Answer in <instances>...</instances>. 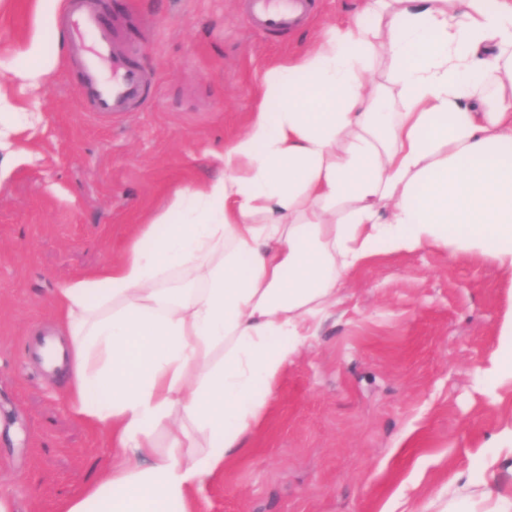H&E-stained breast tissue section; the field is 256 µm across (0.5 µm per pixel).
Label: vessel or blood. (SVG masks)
Instances as JSON below:
<instances>
[{"label":"vessel or blood","mask_w":512,"mask_h":512,"mask_svg":"<svg viewBox=\"0 0 512 512\" xmlns=\"http://www.w3.org/2000/svg\"><path fill=\"white\" fill-rule=\"evenodd\" d=\"M251 28L268 34L287 32L312 13L314 0H246ZM62 32L68 56L83 74L82 99L93 112L116 114L142 108L153 97L154 80L132 56L116 52L113 28L99 0H69Z\"/></svg>","instance_id":"vessel-or-blood-1"}]
</instances>
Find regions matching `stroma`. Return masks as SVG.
<instances>
[{"mask_svg": "<svg viewBox=\"0 0 512 512\" xmlns=\"http://www.w3.org/2000/svg\"><path fill=\"white\" fill-rule=\"evenodd\" d=\"M110 23L145 27L118 51L155 81L144 109L89 112L64 61V0H0V88L29 114L0 150V497L59 512L112 450L67 406L65 381L27 358L54 330L53 297L124 250L179 188L220 173L210 156L262 100L261 78L354 22L361 0H316L284 36L252 30L242 0H100ZM51 59L30 87L18 69ZM512 313V272L478 255H382L341 290L318 335L275 388L263 427L225 466L200 512H440L458 479L512 497V385L490 358Z\"/></svg>", "mask_w": 512, "mask_h": 512, "instance_id": "stroma-1", "label": "stroma"}]
</instances>
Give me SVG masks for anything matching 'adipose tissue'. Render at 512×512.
<instances>
[{
    "instance_id": "ef3b65f1",
    "label": "adipose tissue",
    "mask_w": 512,
    "mask_h": 512,
    "mask_svg": "<svg viewBox=\"0 0 512 512\" xmlns=\"http://www.w3.org/2000/svg\"><path fill=\"white\" fill-rule=\"evenodd\" d=\"M269 71L220 176L57 290L74 415L112 449L61 512H198L344 283L441 249L512 272V0H363ZM389 86L368 90L378 54Z\"/></svg>"
}]
</instances>
